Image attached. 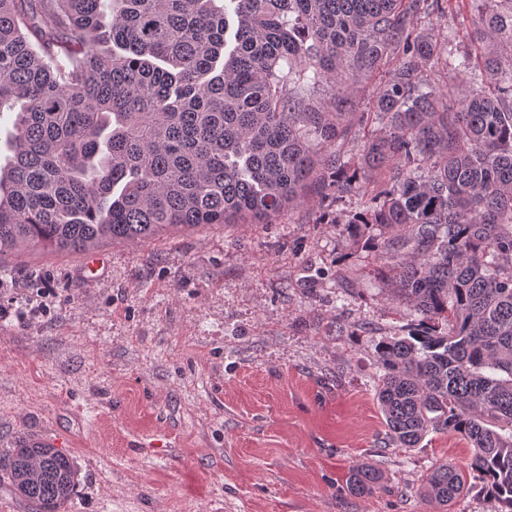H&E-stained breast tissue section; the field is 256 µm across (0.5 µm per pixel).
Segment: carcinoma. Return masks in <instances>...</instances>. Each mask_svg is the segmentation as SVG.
<instances>
[{"label":"carcinoma","instance_id":"1","mask_svg":"<svg viewBox=\"0 0 512 512\" xmlns=\"http://www.w3.org/2000/svg\"><path fill=\"white\" fill-rule=\"evenodd\" d=\"M0 0V117L15 113L0 163V258L48 248L268 219L312 180L321 202L370 194L348 220L390 267L414 327L383 341L377 399L391 440L431 431L473 448L469 468L512 512V0H470L474 51L448 69L453 100L427 72L448 40L414 14L447 0ZM396 60L347 156L343 109L361 72ZM329 82L330 106L304 97ZM393 181L365 189L367 172ZM41 459L27 477V456ZM3 471L35 512H61L72 460L19 440ZM381 472L349 476L357 495ZM462 471L442 464L427 497L446 507Z\"/></svg>","mask_w":512,"mask_h":512}]
</instances>
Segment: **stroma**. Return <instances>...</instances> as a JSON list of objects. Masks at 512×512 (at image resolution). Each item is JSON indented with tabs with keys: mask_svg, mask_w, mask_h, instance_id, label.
<instances>
[{
	"mask_svg": "<svg viewBox=\"0 0 512 512\" xmlns=\"http://www.w3.org/2000/svg\"><path fill=\"white\" fill-rule=\"evenodd\" d=\"M362 203L1 259L0 454L56 440L63 512H433L426 476L472 450L389 442L376 350L407 307L348 233ZM381 480L382 474L378 469L372 466L361 465L349 476V486L353 493L363 495L379 488Z\"/></svg>",
	"mask_w": 512,
	"mask_h": 512,
	"instance_id": "1",
	"label": "stroma"
}]
</instances>
